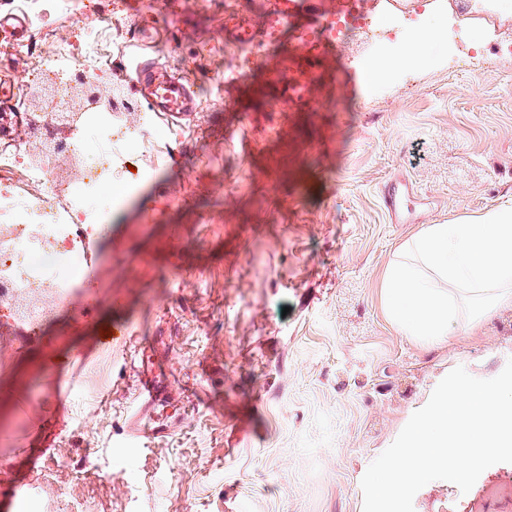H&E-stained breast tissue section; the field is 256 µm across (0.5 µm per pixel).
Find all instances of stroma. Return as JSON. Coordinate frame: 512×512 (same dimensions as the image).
Returning a JSON list of instances; mask_svg holds the SVG:
<instances>
[{
	"mask_svg": "<svg viewBox=\"0 0 512 512\" xmlns=\"http://www.w3.org/2000/svg\"><path fill=\"white\" fill-rule=\"evenodd\" d=\"M259 3L91 0L86 16L50 9L30 27L47 44L98 41V81L120 108L139 102L120 68L147 57L194 86L198 109L141 112L155 154L117 151L127 193L93 200V279L76 291L94 318L64 314L29 344L0 305V512H362L368 466L436 385L512 358L511 309L425 349L380 301L421 225L512 204V13L495 28L470 0H381L373 28L395 38L325 60L298 103L262 65L272 53L287 66V46L224 39L225 8ZM431 26L448 31L431 61H406L409 35ZM466 54L474 66L456 68ZM381 59L383 81L350 89L349 72ZM391 182L414 188L401 224L380 202ZM146 357L175 377L165 433L134 446ZM413 504L512 512V463L466 493L432 481Z\"/></svg>",
	"mask_w": 512,
	"mask_h": 512,
	"instance_id": "stroma-1",
	"label": "stroma"
}]
</instances>
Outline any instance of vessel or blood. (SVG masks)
Instances as JSON below:
<instances>
[{"instance_id":"obj_1","label":"vessel or blood","mask_w":512,"mask_h":512,"mask_svg":"<svg viewBox=\"0 0 512 512\" xmlns=\"http://www.w3.org/2000/svg\"><path fill=\"white\" fill-rule=\"evenodd\" d=\"M317 0H268L260 12L248 8L225 13L224 38L247 47L276 46L283 38L299 44L298 63L281 73L279 81L293 97L304 95L307 79L316 63L336 52V19L315 9ZM137 89L145 108L181 119L197 110L192 85L169 75L151 60L141 61Z\"/></svg>"}]
</instances>
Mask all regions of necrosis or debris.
Here are the masks:
<instances>
[{
    "mask_svg": "<svg viewBox=\"0 0 512 512\" xmlns=\"http://www.w3.org/2000/svg\"><path fill=\"white\" fill-rule=\"evenodd\" d=\"M30 57V89L43 93L20 150H0V173L22 169L24 185H0V304L35 329L63 306L78 274L92 258L98 213L90 201L99 191L97 168L112 164V122L85 113L71 124L69 86L91 77L100 49L59 40L50 48L21 45ZM27 164H20V154ZM78 183L72 193L70 183Z\"/></svg>",
    "mask_w": 512,
    "mask_h": 512,
    "instance_id": "1",
    "label": "necrosis or debris"
}]
</instances>
